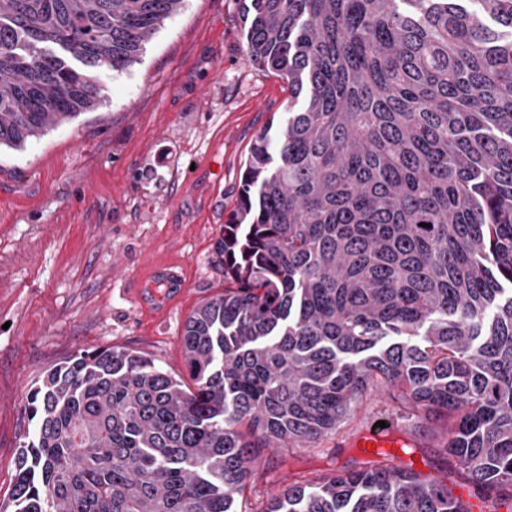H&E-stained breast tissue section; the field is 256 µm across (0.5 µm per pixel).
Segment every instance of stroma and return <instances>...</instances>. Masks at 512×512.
<instances>
[{
  "label": "stroma",
  "mask_w": 512,
  "mask_h": 512,
  "mask_svg": "<svg viewBox=\"0 0 512 512\" xmlns=\"http://www.w3.org/2000/svg\"><path fill=\"white\" fill-rule=\"evenodd\" d=\"M242 27L241 0H185L138 63L100 73L96 111L0 149L1 502L29 428L28 392L46 369L108 346L187 379L184 323L224 289L214 245L253 142L286 121L292 100L287 82L249 59ZM161 264L182 274L180 296L158 287ZM378 421L433 459L446 440L443 422L374 388L322 445ZM302 470L291 448L265 449L246 503L263 512Z\"/></svg>",
  "instance_id": "obj_1"
}]
</instances>
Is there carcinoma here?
<instances>
[{"mask_svg": "<svg viewBox=\"0 0 512 512\" xmlns=\"http://www.w3.org/2000/svg\"><path fill=\"white\" fill-rule=\"evenodd\" d=\"M184 0H0V147L100 105ZM301 107L260 134L188 317L193 387L122 348L29 393L0 512H237L264 448L336 464L264 512H512V0H247ZM449 421L443 476L339 441L372 385Z\"/></svg>", "mask_w": 512, "mask_h": 512, "instance_id": "cac0c4a2", "label": "carcinoma"}]
</instances>
